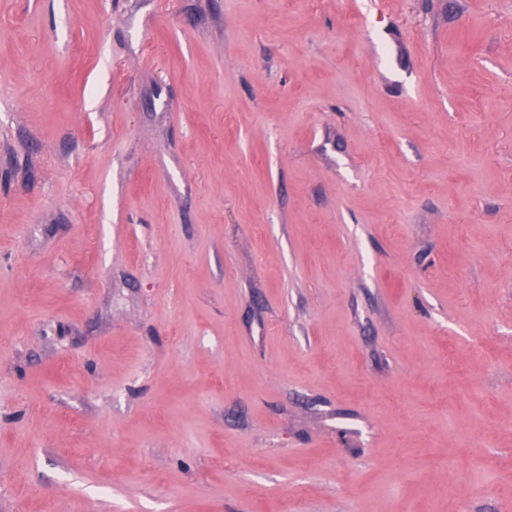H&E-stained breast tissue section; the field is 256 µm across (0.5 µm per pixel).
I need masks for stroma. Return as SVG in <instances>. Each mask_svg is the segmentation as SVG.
Masks as SVG:
<instances>
[{
    "instance_id": "obj_1",
    "label": "stroma",
    "mask_w": 512,
    "mask_h": 512,
    "mask_svg": "<svg viewBox=\"0 0 512 512\" xmlns=\"http://www.w3.org/2000/svg\"><path fill=\"white\" fill-rule=\"evenodd\" d=\"M0 512H512V0H0Z\"/></svg>"
}]
</instances>
